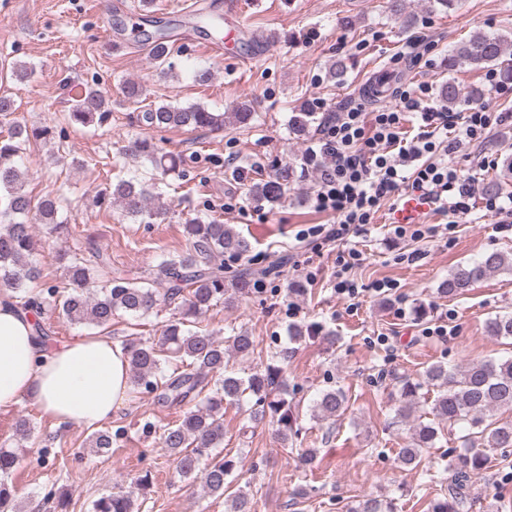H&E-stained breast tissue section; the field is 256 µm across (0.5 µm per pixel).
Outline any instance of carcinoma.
Masks as SVG:
<instances>
[{"label":"carcinoma","mask_w":512,"mask_h":512,"mask_svg":"<svg viewBox=\"0 0 512 512\" xmlns=\"http://www.w3.org/2000/svg\"><path fill=\"white\" fill-rule=\"evenodd\" d=\"M145 38L154 44L155 62L165 64L170 48L164 45L163 35L147 33ZM466 64L478 69L490 68L503 80L512 81V37L485 32L471 35L448 51V70ZM480 95L481 90L472 88L465 92L451 80L441 84L438 90L441 102L448 108ZM110 103L107 90L97 84L87 85L71 96L63 121L29 127L14 117L15 101L0 96V127H7L6 133L0 135V287L9 291L7 298L17 310L27 316L34 315L33 335L42 346L51 340V323L45 318L49 312L62 315L72 324L106 329L119 312L134 319H145L158 314L161 305L181 299L177 317L164 325L158 341L133 335L121 341L129 361L130 390L168 407H182L209 392L204 405L185 411L178 423L165 429L163 446L176 457V473L180 477L198 476L206 493L227 495L229 512H251L248 487L230 490L229 478L236 463L217 455L201 471L199 460L224 442L225 403L248 406L250 420L254 422L271 414L277 417L279 426L292 429L293 415L285 399L288 383L279 366L288 359V349L274 352L270 363L242 377L228 370L226 358L248 357L254 352V340L248 331L232 327L228 336L217 339L193 326L211 309L229 302L228 292L239 295L254 292L255 281L275 264L260 270L245 266L233 272L230 281H225L224 256L244 258L251 252V243L232 225L200 217L189 218L183 224L189 251L162 260L148 276L139 280L112 271L111 259L95 249L89 250L86 256L63 252L58 254L67 278L63 290L44 275L33 259L34 225L44 224L49 233L58 236L67 231V225L58 220L61 203L66 197L59 188L38 199L26 190L21 166L27 145L42 141L64 148L68 129L76 125L106 124L112 117ZM253 117L254 113L248 108L211 112L196 104H159L139 113L138 120L158 131L169 128L215 131L224 129L228 118L244 123ZM313 119L310 105H302L291 119V132L303 135ZM123 151L131 161L146 160L163 175L179 170V157L158 149L147 139L132 138ZM294 175L293 164L278 167L268 179L252 186V199L259 205L278 203ZM511 179L512 156H506L501 161L500 174L484 184L485 194L499 195ZM159 198L160 194L152 191V185L118 176L96 196V203L115 202L127 218L141 224H158L165 221L168 214L165 205L154 204ZM504 270L512 271V251L495 250L472 265L452 270L438 291L444 296H457L486 276ZM486 331L496 339H512V313L489 319ZM163 358L173 359L179 366L170 374H163L160 370ZM423 388L435 393L431 401L434 418L450 425L467 423L479 429V434L468 437L464 452L450 456L448 470L452 471V476L448 494L428 507L429 512H469L474 505L466 492L470 475L485 468L488 449L506 452L512 448V419L498 417L500 413L512 412V357L471 363L463 369H450L442 362L427 366L422 380H402L397 418L414 417L419 391ZM346 404L347 397L342 389L328 387L313 402V416L319 420L339 417L346 410ZM124 436L125 430L121 427L97 430L92 433L91 447L97 454L107 455L112 445ZM437 438L439 430L433 425L421 422L414 425L407 444L398 453V461L404 467H418L423 449L433 447ZM17 464L18 456L1 447L0 512H16L12 475ZM149 486L150 472L147 471L136 479L135 486L98 498L93 512H139L138 500L146 497ZM347 512H394V504L390 500L366 498L348 507Z\"/></svg>","instance_id":"obj_1"}]
</instances>
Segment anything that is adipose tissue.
<instances>
[{
  "mask_svg": "<svg viewBox=\"0 0 512 512\" xmlns=\"http://www.w3.org/2000/svg\"><path fill=\"white\" fill-rule=\"evenodd\" d=\"M128 358L106 336H80L43 351L31 321L0 299V408L31 399L57 423L92 427L111 419L128 392Z\"/></svg>",
  "mask_w": 512,
  "mask_h": 512,
  "instance_id": "ef3b65f1",
  "label": "adipose tissue"
}]
</instances>
